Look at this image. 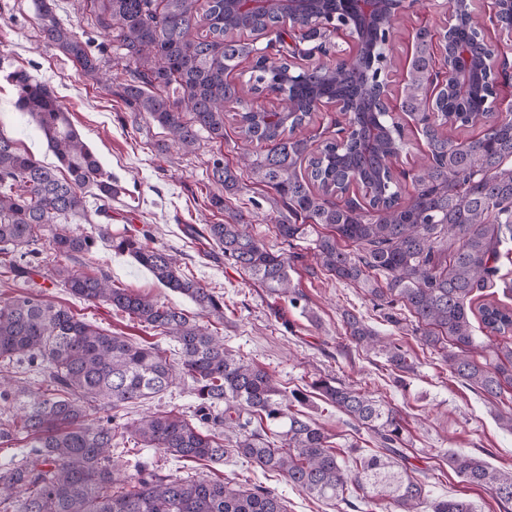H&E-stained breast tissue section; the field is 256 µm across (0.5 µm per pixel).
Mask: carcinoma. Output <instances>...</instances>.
<instances>
[{
	"mask_svg": "<svg viewBox=\"0 0 512 512\" xmlns=\"http://www.w3.org/2000/svg\"><path fill=\"white\" fill-rule=\"evenodd\" d=\"M453 1L462 15L454 43L471 47L480 60L487 37L470 22L469 4ZM33 4L44 41L82 77L99 80L101 60L84 36L55 16L52 0ZM80 9L112 40V66L121 68L113 74L122 79L117 95L134 119L166 130L180 149L194 151L203 136L226 140V109L241 107L237 135L255 150L244 153L236 168L212 160L218 192L209 204L224 212V223L192 229L223 253L224 262L296 306L302 295L291 272L299 258L294 249L303 244L323 272L360 289L383 321L402 330L398 312H408L412 331L486 401L512 389V308L492 293L512 244V103L488 116V82L448 88L435 56L439 29L417 30L405 70L401 109L427 148L408 191L391 169L408 151L404 126L387 109H375L362 90L371 75L369 54L313 62L329 55L336 29L311 25L309 17L339 18L352 9L349 0H310L306 17L289 23L274 2L246 9L244 0H81ZM364 38L367 48H376L373 65L385 67V32L367 23ZM246 58L254 66L249 79L238 82L232 73ZM7 80L17 111L38 126L67 176L20 152L0 131V283L15 288L0 298V361L26 362L44 376L33 386L0 375V399L15 409L0 422V445L18 434L27 440L23 457L0 468V512H287L280 495L262 486L177 476L155 462L138 463L130 473L112 455L118 436L187 463L220 461L233 451L281 473L306 494L348 509L359 498L381 512H475L465 498L428 501L398 448L404 427L393 407L335 381L314 382L327 402L386 449L349 469L331 436L292 411L303 396L286 393L264 368L233 355L218 333L182 309L113 286L103 271L88 275L70 267L108 237L97 218H110L120 187L53 87L24 69L9 72ZM270 89L295 100L296 111L265 112L246 100ZM336 96L354 107L357 127L347 140L305 133L316 102ZM470 125L483 126L482 134L464 140L451 134ZM358 184L372 187L371 200H338ZM88 187L94 189L92 211ZM255 187L276 208L275 233L290 252L267 249L248 230L250 216L232 208ZM75 221L90 230H71ZM46 234L55 262L48 274L39 260ZM112 250L188 298L198 314L224 320L223 299L187 276L169 251L148 246L137 234L112 241ZM36 275L50 288L106 303L170 338L180 360L26 292ZM344 326L356 345L384 355L392 372L412 370L403 347L363 318L347 312ZM477 328L502 342L484 345ZM185 378L197 400L192 418L154 412L112 427L128 406ZM448 466L467 483L491 490L499 512H512V471L472 455H450Z\"/></svg>",
	"mask_w": 512,
	"mask_h": 512,
	"instance_id": "cac0c4a2",
	"label": "carcinoma"
}]
</instances>
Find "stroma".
<instances>
[{
    "mask_svg": "<svg viewBox=\"0 0 512 512\" xmlns=\"http://www.w3.org/2000/svg\"><path fill=\"white\" fill-rule=\"evenodd\" d=\"M438 18L428 0H419L409 15L396 23L387 67L392 95L401 91L416 21ZM17 67L54 86L104 170L124 187L120 200L112 204V237L148 230L149 246L176 254L185 273L223 296V321L198 317L200 325L218 330L226 348L264 367L281 388L308 393L303 412L315 418L338 445L353 446L354 456L375 454L379 448L335 406L311 394V383L322 377L333 378L389 404L402 417L404 452L410 465L420 469L430 498L462 496L473 502L475 512H499L491 491L463 482L449 469L448 457L453 453L474 454L491 467L512 469V434L499 427L494 409L482 396L450 373L440 352L422 345L417 336L382 322L360 290L324 275L311 277L307 272L313 264L311 257L296 261L294 281L308 296L318 318L314 326L289 308L287 301L248 283L225 265L217 248L186 233L189 225L199 228L223 223V212L208 204L217 187L208 177L207 162L216 152L223 153L226 161L237 162L236 142L220 146L205 139L193 154L169 145L166 131L154 124L134 122L117 95L81 77L62 53L44 43L33 0H0V129L45 166L56 167L58 160L35 125L17 113L15 90L6 81L7 73ZM236 206L251 216L253 235L272 250L282 249L264 191L252 189L237 200ZM76 267L85 272L104 270L116 287L152 295L198 316L189 299L164 288L148 270L130 256L113 251L108 243H98L79 258ZM41 294L101 329L166 350L173 347L168 338L109 305L78 301L59 288H45ZM347 310L410 350L415 371L403 383L395 382L382 355L356 347L347 338L342 322ZM189 469L248 488L262 485L274 489L288 512H339L333 504L306 496L282 476L262 471L234 454L219 462L195 463Z\"/></svg>",
    "mask_w": 512,
    "mask_h": 512,
    "instance_id": "stroma-1",
    "label": "stroma"
}]
</instances>
